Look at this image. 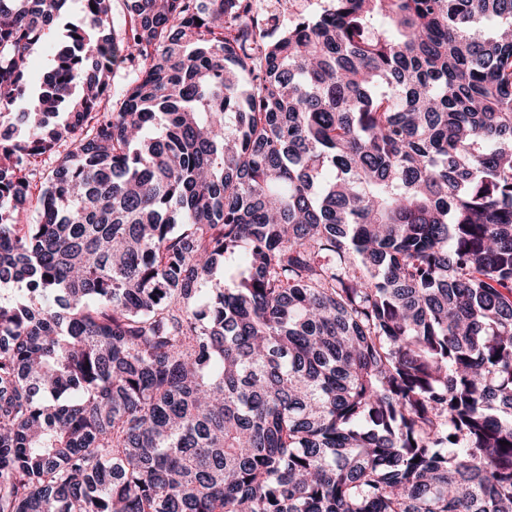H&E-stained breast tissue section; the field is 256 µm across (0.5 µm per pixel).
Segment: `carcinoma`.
I'll return each mask as SVG.
<instances>
[{
  "label": "carcinoma",
  "instance_id": "obj_1",
  "mask_svg": "<svg viewBox=\"0 0 512 512\" xmlns=\"http://www.w3.org/2000/svg\"><path fill=\"white\" fill-rule=\"evenodd\" d=\"M67 2L0 0V512H512V0H82L16 112ZM291 1L292 0H278V2L275 1L273 3H268L265 2V0H255L254 12L251 17L252 24L265 28L267 33L270 35H275L279 28L283 27L288 21V13L292 8ZM272 16L276 17V24L278 27L266 25V23L274 24L275 20H271ZM280 17L282 19L279 22ZM53 39H48L45 43L40 44L35 48L33 54V63L30 73V82L33 86L40 83L43 74L48 71L52 65V52L51 46Z\"/></svg>",
  "mask_w": 512,
  "mask_h": 512
}]
</instances>
